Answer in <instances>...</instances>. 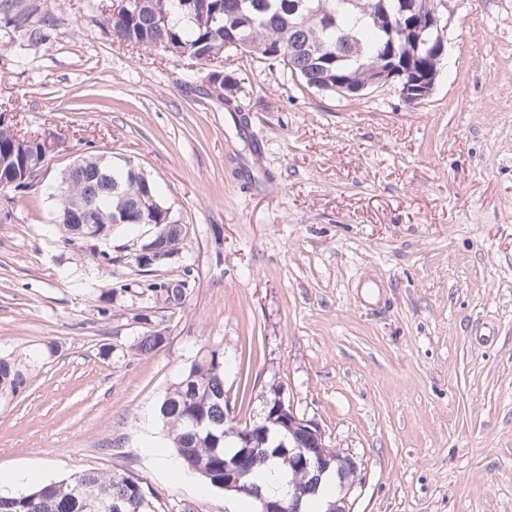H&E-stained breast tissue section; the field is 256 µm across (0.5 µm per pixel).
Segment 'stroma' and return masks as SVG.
<instances>
[{
	"instance_id": "35a3bbf8",
	"label": "stroma",
	"mask_w": 512,
	"mask_h": 512,
	"mask_svg": "<svg viewBox=\"0 0 512 512\" xmlns=\"http://www.w3.org/2000/svg\"><path fill=\"white\" fill-rule=\"evenodd\" d=\"M111 2L0 0V114L59 143L36 189L0 192V356L27 377L0 397V473L128 469L158 512H235L155 460L157 404L217 349L235 415L280 383L356 462L351 512H512V0H444L446 63L414 106L393 83L307 91L233 51L216 96L209 67L113 41ZM85 155L158 185L182 236L154 271L132 258L153 226L113 229L105 267L96 240L48 233ZM183 279L181 305L143 293Z\"/></svg>"
}]
</instances>
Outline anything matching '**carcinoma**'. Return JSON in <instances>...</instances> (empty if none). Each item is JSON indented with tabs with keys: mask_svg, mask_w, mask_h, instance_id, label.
Wrapping results in <instances>:
<instances>
[{
	"mask_svg": "<svg viewBox=\"0 0 512 512\" xmlns=\"http://www.w3.org/2000/svg\"><path fill=\"white\" fill-rule=\"evenodd\" d=\"M184 0H149V10L128 5L101 14L102 27L121 42L149 48L172 44L187 53V65H208L221 76L216 59L226 50L283 66L284 71L304 89L336 93V84L355 86L368 78L375 64L390 45L388 34L376 23L378 0H360L361 9L353 11L344 0H308L320 17L312 20L304 12H293L295 0H211L210 10L193 14ZM315 30L318 39L311 60L294 40L298 28ZM445 58L419 54L402 63L404 78L424 76L441 70ZM44 147V138L26 135L5 121L0 122V189L18 191L25 170L36 164ZM113 176L126 191L144 200H153L145 215L134 214L132 224H169L171 215L160 199L155 183L137 165L112 166ZM90 176V168L79 167L69 175L70 184L58 186L57 218L67 206L79 200L80 187ZM95 223H112V213L124 205L120 197L102 194ZM186 281L175 286L152 283L142 292L165 302L180 305L187 294ZM166 336L162 330L147 332L134 340V350L145 356L156 351ZM26 387V376L10 358L0 357V396H14ZM159 416L168 431V439L187 470L200 475L217 489H224V457L239 451L231 423L236 418L224 399V353L210 349L186 369L179 381L165 394ZM280 436L272 434L268 442L251 450L249 471L243 482L256 483L258 470L272 459L288 468L297 503L315 495L318 485L286 451L279 447ZM339 461L332 463L340 486L355 482L352 461L333 451ZM0 512H157L155 497L143 479L130 470L102 474L82 471L44 483L16 495H0Z\"/></svg>",
	"mask_w": 512,
	"mask_h": 512,
	"instance_id": "carcinoma-1",
	"label": "carcinoma"
}]
</instances>
